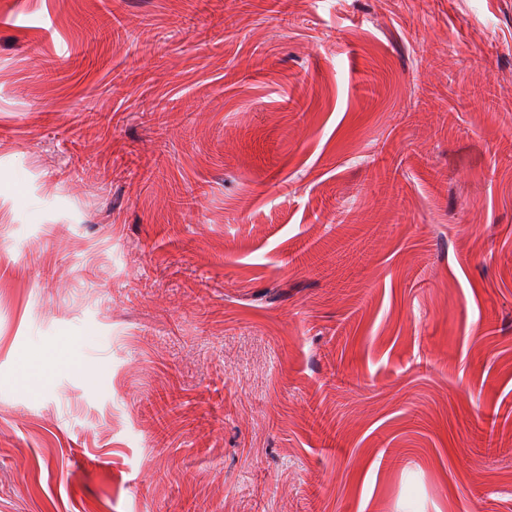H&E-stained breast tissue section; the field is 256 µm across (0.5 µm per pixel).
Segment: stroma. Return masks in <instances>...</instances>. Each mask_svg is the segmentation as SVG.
Listing matches in <instances>:
<instances>
[{"instance_id":"stroma-1","label":"stroma","mask_w":512,"mask_h":512,"mask_svg":"<svg viewBox=\"0 0 512 512\" xmlns=\"http://www.w3.org/2000/svg\"><path fill=\"white\" fill-rule=\"evenodd\" d=\"M0 193V512H512V0H0Z\"/></svg>"}]
</instances>
